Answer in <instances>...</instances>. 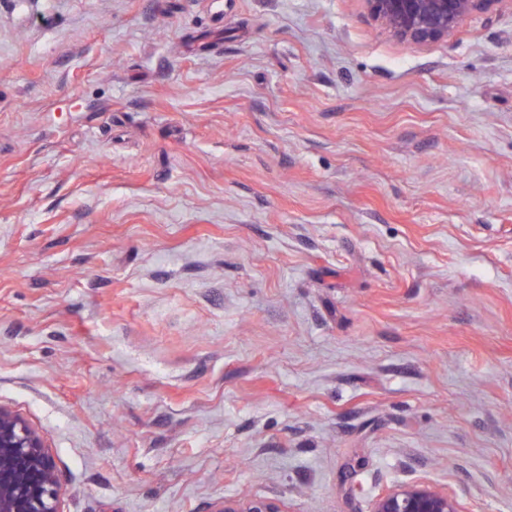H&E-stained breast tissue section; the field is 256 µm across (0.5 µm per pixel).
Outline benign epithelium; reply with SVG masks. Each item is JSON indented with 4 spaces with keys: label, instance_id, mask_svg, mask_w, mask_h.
Wrapping results in <instances>:
<instances>
[{
    "label": "benign epithelium",
    "instance_id": "obj_1",
    "mask_svg": "<svg viewBox=\"0 0 512 512\" xmlns=\"http://www.w3.org/2000/svg\"><path fill=\"white\" fill-rule=\"evenodd\" d=\"M372 18L394 38L425 44L450 36L472 14L499 0H364ZM62 484L39 432L0 405V512H60ZM209 512H283L266 498L240 497ZM370 512H464L456 495L427 481L401 482L376 497Z\"/></svg>",
    "mask_w": 512,
    "mask_h": 512
}]
</instances>
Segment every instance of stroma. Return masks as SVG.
Instances as JSON below:
<instances>
[{
  "mask_svg": "<svg viewBox=\"0 0 512 512\" xmlns=\"http://www.w3.org/2000/svg\"><path fill=\"white\" fill-rule=\"evenodd\" d=\"M0 405L61 512H512V0H0ZM372 18L394 38L425 44L448 38L472 14L499 0H364ZM370 512H465L453 493L427 481L401 482L376 497ZM209 512H284L273 500L257 497L224 498L212 504Z\"/></svg>",
  "mask_w": 512,
  "mask_h": 512,
  "instance_id": "stroma-1",
  "label": "stroma"
}]
</instances>
